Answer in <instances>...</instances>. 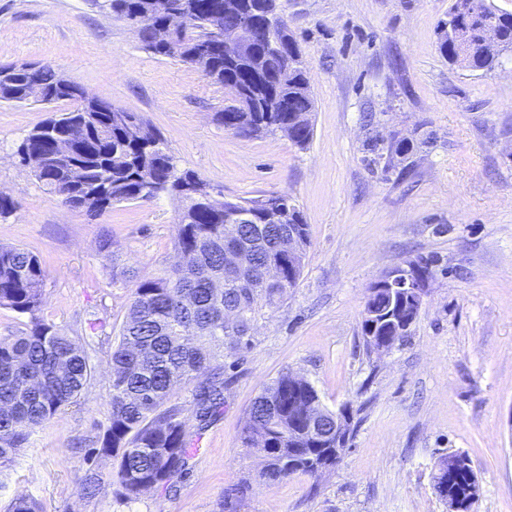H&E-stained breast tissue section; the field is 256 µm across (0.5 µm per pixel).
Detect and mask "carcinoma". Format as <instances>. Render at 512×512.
I'll return each mask as SVG.
<instances>
[{"mask_svg": "<svg viewBox=\"0 0 512 512\" xmlns=\"http://www.w3.org/2000/svg\"><path fill=\"white\" fill-rule=\"evenodd\" d=\"M170 8L189 16L188 25L171 47L155 42L149 27L138 30L143 48L155 56L192 61V54L207 44L216 27L231 26L239 16L224 10V0H212L213 8H204L207 0H167ZM472 0H455L448 19L440 21L437 44L440 54L452 64L472 70L491 71L498 59L485 46L484 27L497 20L495 31L503 50L512 51V14L493 9L481 0V10L472 12ZM152 0H103L100 7L129 19L151 6ZM292 46L291 58L300 56L292 35L274 30L270 41L247 56L215 57L207 75L217 85L233 86L251 106L249 112H237L225 100L219 118L224 128L248 136L275 133L279 123L293 130L294 145L303 149L313 136L308 116L314 112V99L305 86L303 74L294 64L282 75L281 57L276 43ZM40 84L50 99L47 103L79 99L78 87L68 84L61 74L48 66H39L21 76L25 82ZM84 105L60 114L63 128L78 119H86L85 128L75 132V153L57 158L37 139L32 129L22 139L33 159L35 178L50 194L76 201L75 193L94 192L103 205L101 213L120 202H131L167 193L178 198L181 209L175 224L174 247L179 263L163 269L151 278L135 279V289L119 338L111 354V412L108 425L94 449L98 456L120 458L116 473L121 495L135 499L151 489L168 490L186 470L191 441L181 415L183 408L171 402L176 386L197 374L210 370L211 376L195 387L193 406L199 421L207 423L224 409V367L217 364L224 355V344L239 343L247 336L248 324L259 312L273 307L295 288L302 275L310 246L308 224L303 213L294 209L293 228L298 232L300 253L298 270L292 282L278 287L265 283V265L276 256V243L286 224H226L224 207L201 208L189 203L176 187L194 175L178 167L165 139L142 116H127L135 121V131L112 120L110 112H85ZM414 144L397 139L384 145L374 138L369 151L377 163L382 152L409 158ZM80 165L86 171V185L75 189L70 167ZM243 245L248 253L252 274L240 280L224 265V249ZM45 271L35 254L15 246L0 245V307L5 306L30 316L27 327L0 338V468L9 465L35 427L42 425L62 409L75 404L92 376V366L79 338L58 329L38 313L43 304ZM399 296L377 295L372 299L378 316L377 333L392 335L387 317L399 316ZM236 310L241 320L227 323L224 313ZM304 405L318 397L313 385L288 386L283 372L267 384L247 411L241 434L244 447L252 448L264 459L260 477L280 481L295 475L318 476L336 465L332 461L319 468L303 460L321 449H304L288 455L294 443L288 433L303 429L297 416H288V398ZM468 458L448 454L437 463L446 489L438 493L468 498L470 470ZM104 488L98 475L89 472L80 483L86 498L97 496ZM9 512H42L32 497H19Z\"/></svg>", "mask_w": 512, "mask_h": 512, "instance_id": "obj_1", "label": "carcinoma"}]
</instances>
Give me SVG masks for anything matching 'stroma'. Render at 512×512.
I'll return each instance as SVG.
<instances>
[{
  "label": "stroma",
  "instance_id": "1",
  "mask_svg": "<svg viewBox=\"0 0 512 512\" xmlns=\"http://www.w3.org/2000/svg\"><path fill=\"white\" fill-rule=\"evenodd\" d=\"M452 3L280 0L315 101L301 149L280 134L225 131L223 87L145 52L127 22L92 0H0V64L52 66L144 115L179 167L225 199L288 195L311 241L298 287L225 349L222 414L200 425L194 383L176 389L193 444L183 477L127 500L112 482L118 459L83 456L108 423L109 359L133 289L113 278L107 254L142 277L172 264L180 203L163 194L99 216L65 206L16 150L73 102L0 101V190L14 202L0 245L40 257V315L80 337L93 366L78 404L34 429L0 471V512L19 495L43 512H224L234 489L237 512H448L433 488L448 454L466 455L478 474L472 512H512V52L490 72L448 63L436 27ZM394 131L413 139V154L368 165L369 138ZM420 257L436 264L408 337L367 350L370 286ZM94 321L104 331H91ZM287 370L330 409L351 406L354 432L329 472L272 483L239 436L254 398ZM89 471L106 487L86 499L79 483Z\"/></svg>",
  "mask_w": 512,
  "mask_h": 512
}]
</instances>
